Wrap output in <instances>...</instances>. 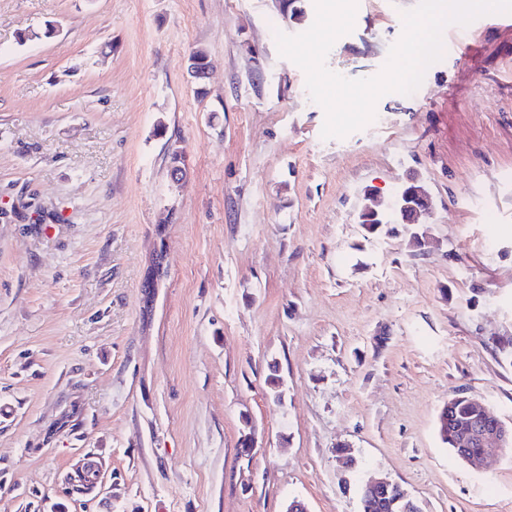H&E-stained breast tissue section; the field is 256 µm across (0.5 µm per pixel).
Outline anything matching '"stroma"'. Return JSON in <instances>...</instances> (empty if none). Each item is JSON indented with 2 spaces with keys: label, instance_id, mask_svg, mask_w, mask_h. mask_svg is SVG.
I'll return each mask as SVG.
<instances>
[{
  "label": "stroma",
  "instance_id": "35a3bbf8",
  "mask_svg": "<svg viewBox=\"0 0 512 512\" xmlns=\"http://www.w3.org/2000/svg\"><path fill=\"white\" fill-rule=\"evenodd\" d=\"M417 4L359 0L327 68L379 74ZM314 19L0 0V512H359L376 472L423 512H512V448L477 470L437 429L462 395L512 424V14L444 30L382 125L330 139L274 37ZM413 180L426 245L367 234L366 195ZM82 459L103 482L72 495Z\"/></svg>",
  "mask_w": 512,
  "mask_h": 512
}]
</instances>
